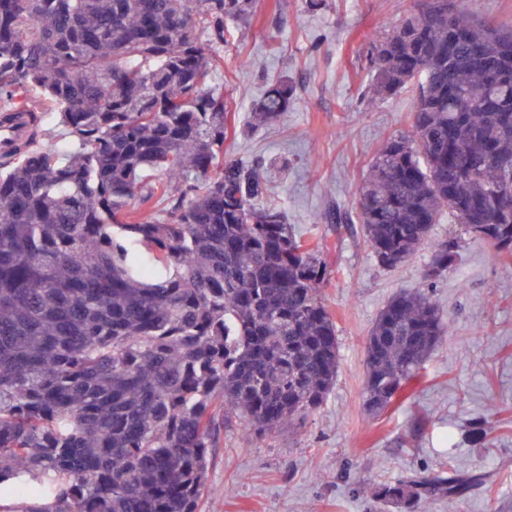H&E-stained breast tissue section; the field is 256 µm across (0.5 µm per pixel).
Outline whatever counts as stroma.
<instances>
[{
	"label": "stroma",
	"instance_id": "obj_1",
	"mask_svg": "<svg viewBox=\"0 0 512 512\" xmlns=\"http://www.w3.org/2000/svg\"><path fill=\"white\" fill-rule=\"evenodd\" d=\"M418 8V0H256L250 19L226 21L224 63L215 81L229 123L225 159L278 164L261 204L282 206L298 232L322 241L331 274L319 290L337 328L339 367L324 403L269 435L245 434L238 418L221 426L211 450L201 512H381L374 491L428 470L476 474L454 504L425 512H512V279L503 257L466 238L447 275L428 282L435 245L458 225L441 218L415 255L391 269L374 260L355 201L374 151L412 135L410 92L373 103L365 55L371 41ZM288 77L290 108L251 129L252 107L269 79ZM428 291L449 329L418 380L379 415L364 407L365 348L388 301ZM485 423L486 442L469 431Z\"/></svg>",
	"mask_w": 512,
	"mask_h": 512
}]
</instances>
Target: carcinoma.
<instances>
[{
	"label": "carcinoma",
	"instance_id": "1",
	"mask_svg": "<svg viewBox=\"0 0 512 512\" xmlns=\"http://www.w3.org/2000/svg\"><path fill=\"white\" fill-rule=\"evenodd\" d=\"M255 4L0 0V123L19 107L36 119L0 173V499L24 495L22 512H199L217 411L272 433L335 383L318 246L256 206L262 163L224 162L218 48ZM367 63L376 96L415 90L412 136L374 154L357 199L378 264L413 256L444 214L512 256V30L427 0ZM293 92L271 80L253 125ZM51 120L75 151L45 138ZM459 248L438 243L425 278ZM446 329L425 292L385 305L369 411L419 377ZM476 484L424 472L377 497L418 512Z\"/></svg>",
	"mask_w": 512,
	"mask_h": 512
}]
</instances>
